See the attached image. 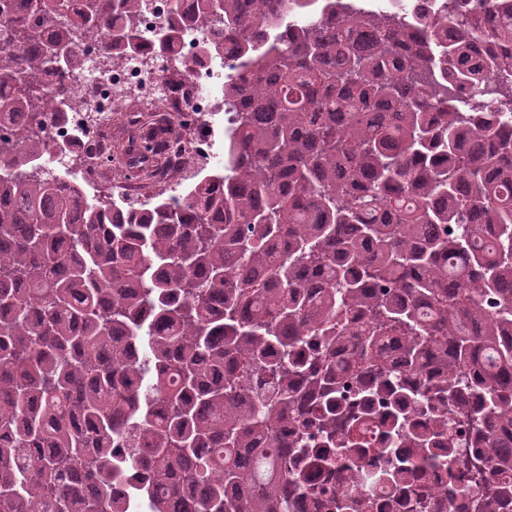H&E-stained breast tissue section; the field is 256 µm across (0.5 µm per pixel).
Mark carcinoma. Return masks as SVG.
Listing matches in <instances>:
<instances>
[{
    "mask_svg": "<svg viewBox=\"0 0 512 512\" xmlns=\"http://www.w3.org/2000/svg\"><path fill=\"white\" fill-rule=\"evenodd\" d=\"M141 2L24 0L0 46V512H288L305 480L288 455L363 446L358 415L336 426L350 381L393 399L390 438L428 410L405 437L425 460L454 447L448 407L471 390L484 463L511 462L512 0L493 29L447 0L418 34L351 0L294 26L304 0H196L149 42ZM206 21L194 64L239 59L224 168L137 207L37 170L48 123L80 103L48 79L78 71L86 36L165 54ZM132 123L128 172L176 153L171 128ZM290 424L307 436L281 440ZM364 476L322 489L323 512L364 507Z\"/></svg>",
    "mask_w": 512,
    "mask_h": 512,
    "instance_id": "obj_1",
    "label": "carcinoma"
}]
</instances>
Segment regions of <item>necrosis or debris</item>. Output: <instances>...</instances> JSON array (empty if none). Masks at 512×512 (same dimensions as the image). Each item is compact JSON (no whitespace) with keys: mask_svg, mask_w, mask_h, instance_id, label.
I'll return each instance as SVG.
<instances>
[{"mask_svg":"<svg viewBox=\"0 0 512 512\" xmlns=\"http://www.w3.org/2000/svg\"><path fill=\"white\" fill-rule=\"evenodd\" d=\"M82 56L85 69L76 80L86 89L85 103L68 113L65 121L52 124L48 135L54 143L78 136L80 162L87 175L101 180L117 166L115 156L104 147L103 133L112 127L113 112L124 105L133 112L160 108L186 115L194 122L196 135L183 146V154L220 160L211 131L216 117L224 112V76L234 69V57L208 58L187 80L170 69L171 58L167 55L150 61L142 54H128L106 63L98 44L87 43ZM461 408V414L450 421L456 440L451 468L421 463L417 452L406 448L393 477L383 480L378 476L380 465L373 453L365 454L367 468L376 476L374 483L363 489L371 503L369 512H480L476 489L512 484V466L494 469L474 462L476 450L468 420L480 412V401L466 398ZM352 471L347 461L339 460L312 472L292 499L289 512H321L322 488H343Z\"/></svg>","mask_w":512,"mask_h":512,"instance_id":"1","label":"necrosis or debris"}]
</instances>
